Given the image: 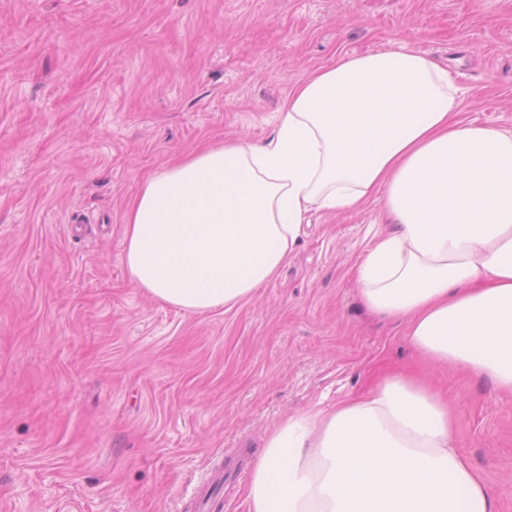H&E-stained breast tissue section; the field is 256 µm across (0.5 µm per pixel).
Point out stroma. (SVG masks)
<instances>
[{"label":"stroma","mask_w":512,"mask_h":512,"mask_svg":"<svg viewBox=\"0 0 512 512\" xmlns=\"http://www.w3.org/2000/svg\"><path fill=\"white\" fill-rule=\"evenodd\" d=\"M439 62L458 110L512 127V0H0V512H247L281 420L429 375L457 445L512 512V395L429 372L353 268L383 201L310 212L231 310L153 299L123 262L125 213L181 155L274 135L295 84L345 55Z\"/></svg>","instance_id":"obj_1"}]
</instances>
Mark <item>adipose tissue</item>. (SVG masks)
<instances>
[{
	"label": "adipose tissue",
	"mask_w": 512,
	"mask_h": 512,
	"mask_svg": "<svg viewBox=\"0 0 512 512\" xmlns=\"http://www.w3.org/2000/svg\"><path fill=\"white\" fill-rule=\"evenodd\" d=\"M429 57L349 55L298 83L276 134L192 153L126 211L134 284L191 314L232 309L278 273L310 210L380 198L388 232L354 273L434 368L512 393V128L458 116ZM456 413L419 375L279 423L253 459L248 512H498L455 446Z\"/></svg>",
	"instance_id": "1"
}]
</instances>
